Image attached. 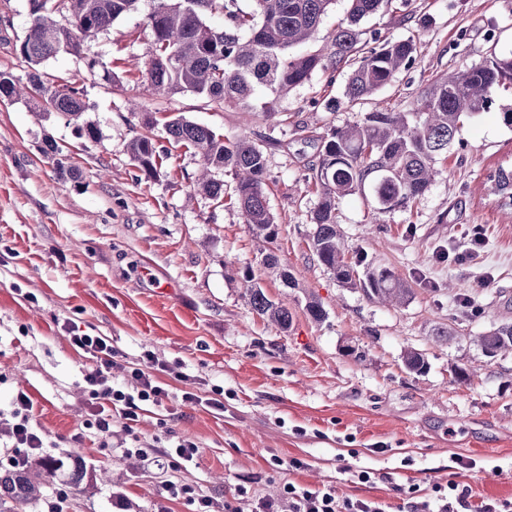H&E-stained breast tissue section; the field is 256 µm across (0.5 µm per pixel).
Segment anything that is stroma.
I'll list each match as a JSON object with an SVG mask.
<instances>
[{
  "label": "stroma",
  "mask_w": 512,
  "mask_h": 512,
  "mask_svg": "<svg viewBox=\"0 0 512 512\" xmlns=\"http://www.w3.org/2000/svg\"><path fill=\"white\" fill-rule=\"evenodd\" d=\"M150 8L143 0L140 12L114 21L86 54L63 53L44 66L50 78L83 89L99 141L78 138L66 117L43 113L28 98L0 103V442L13 398L27 392L49 455L86 464L70 512H189L185 502L167 499L171 481L209 497L215 512H224L238 487L248 491L241 512H250V499L289 481L396 508V485L446 483L459 457L473 463L459 470V481L478 496L512 499V349L489 357L471 342L492 325L512 323V214L487 183L499 168L512 170V126L501 119L512 109V87L464 122L440 175L409 207L377 218L365 196L336 204L352 250L407 281L404 305L384 306L342 287L308 248L319 202L309 170L316 137L379 107L407 110L436 76L512 53V0H386L360 22L361 38H414L415 64L354 103L344 95L350 66L315 72L279 99L269 121L192 92L143 94ZM422 15L429 19L423 28L415 22ZM28 23V0H0V72L18 79L27 68L16 44ZM114 73L120 84L112 83ZM331 98L332 110L325 106ZM145 112L161 123L180 115L263 145L280 268L292 273L294 288L283 286L279 269L264 267L232 177L224 179L223 203H215L193 189L197 153L165 141L159 177L141 178L128 144ZM47 135L79 170L78 181L59 179L44 161ZM476 227L484 236L479 255L457 261ZM251 280L270 299L287 300L288 331L252 310ZM312 297L325 320L308 316ZM68 320L109 337L127 361L150 350L172 367L162 377L168 399L142 413L134 432L155 452L194 441L195 465L174 471L155 452L132 459L100 448L84 427L87 360L65 338ZM437 328L450 331L452 342H435ZM410 350L425 357L424 373L405 368ZM461 369L471 380L456 379ZM177 371L183 379H174ZM215 388L224 391L220 415L204 404ZM187 391L197 402L183 400ZM292 457L305 459L307 469L288 471ZM365 468L380 481L353 483V472Z\"/></svg>",
  "instance_id": "1"
}]
</instances>
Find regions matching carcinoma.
Returning a JSON list of instances; mask_svg holds the SVG:
<instances>
[{
    "instance_id": "obj_1",
    "label": "carcinoma",
    "mask_w": 512,
    "mask_h": 512,
    "mask_svg": "<svg viewBox=\"0 0 512 512\" xmlns=\"http://www.w3.org/2000/svg\"><path fill=\"white\" fill-rule=\"evenodd\" d=\"M141 0H40L29 16V25L18 46L27 66V85L0 73V102L21 97V90L41 100L43 109L65 116L78 136L96 142L98 127L85 120L81 89L48 80L43 65L61 52L80 55L88 42L107 30L115 20L138 10ZM237 0H153L146 15L152 36V51L145 65L144 89L150 94L192 92L212 101L234 104L245 112L276 115L275 103L314 72L353 65L346 98L357 101L376 94L390 84L397 72L411 67L416 42L412 38L388 41L380 46L360 44L357 26L379 10L383 0H348L344 22L336 26L330 52H304L299 47L317 31L335 0H253L245 12ZM67 16L59 25L54 13ZM218 15L224 24L216 28L208 17ZM512 85V54L494 56L478 66L450 71L420 92L406 112L374 111L359 123L333 128L318 138V159L310 167L320 200L314 211L310 249L317 261L346 288H361L380 304L398 305L408 300L411 288L402 277L386 268L368 267L349 258V250L335 220L336 200L367 193L379 214L406 207L424 194L440 174L437 161L448 156L460 121L473 118L494 101L496 91ZM144 131L129 142L131 160L146 179L157 177L162 167L161 151L154 134V120H142ZM168 141L192 148L203 161L196 191L218 203L224 201L228 172L236 185V200L245 223L264 243L263 264H279L271 245L278 239L264 192L267 163L262 145L246 136L226 139L209 127L182 116L163 125ZM40 152L61 179L77 180L79 172L64 161L63 150L47 137ZM491 191L501 206L512 209V171L500 169L490 177ZM249 303L260 317L281 331L292 324L288 306L268 298L263 289L247 288ZM487 355L512 349V323L502 324L476 337ZM406 368L423 373L427 364L421 353L404 355ZM61 459L43 458L24 467H0V512H26L43 501L48 490L65 484L74 490L83 472L75 465L65 473Z\"/></svg>"
}]
</instances>
